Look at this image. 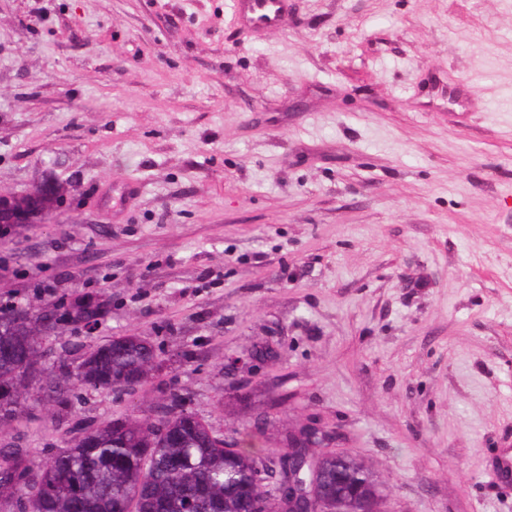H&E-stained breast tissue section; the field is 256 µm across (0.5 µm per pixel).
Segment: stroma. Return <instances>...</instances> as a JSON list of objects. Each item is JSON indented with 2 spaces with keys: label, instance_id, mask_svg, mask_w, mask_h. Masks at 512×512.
<instances>
[{
  "label": "stroma",
  "instance_id": "1",
  "mask_svg": "<svg viewBox=\"0 0 512 512\" xmlns=\"http://www.w3.org/2000/svg\"><path fill=\"white\" fill-rule=\"evenodd\" d=\"M0 309L104 302L46 344L137 335L129 394L25 402L40 463L175 388L261 455L288 430L377 474L383 512H512V0H0ZM274 351L271 359L258 350ZM239 11L254 26L275 29L280 26L285 0H237ZM52 184L49 182L41 183L35 186L29 193L25 195H9L0 193V235L7 231L11 224H41L44 223L50 216L51 212H47L38 208H31L40 205L42 208L51 209L58 202L57 194L54 190L39 200H34L39 192L47 190ZM31 197L30 199L23 198L18 201L20 209H15V201L21 197ZM29 208V209H27Z\"/></svg>",
  "mask_w": 512,
  "mask_h": 512
}]
</instances>
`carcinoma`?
<instances>
[{"instance_id": "obj_1", "label": "carcinoma", "mask_w": 512, "mask_h": 512, "mask_svg": "<svg viewBox=\"0 0 512 512\" xmlns=\"http://www.w3.org/2000/svg\"><path fill=\"white\" fill-rule=\"evenodd\" d=\"M102 304L84 299L66 306L61 316L31 308L9 311L0 323V425L20 412L19 389L40 403L77 388L124 393L157 371L158 355L145 339L120 336L90 352L76 373L60 364L45 382H24L23 363L43 358L42 347L56 336L60 321L87 324L98 319ZM180 393H169L161 417L152 422L130 415L124 425L111 421L88 438L64 440L52 460L27 464L29 449L0 448V501L27 497L29 512H278L257 479L263 459L252 448L229 451L224 438L201 418L171 416ZM29 471L30 482L18 486L13 475ZM378 477L359 459L329 458L322 465L321 499L326 512H381Z\"/></svg>"}]
</instances>
